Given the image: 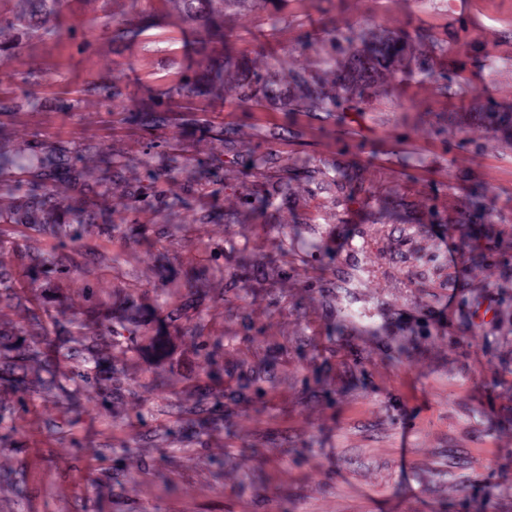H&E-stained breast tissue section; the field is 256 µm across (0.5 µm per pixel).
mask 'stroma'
Here are the masks:
<instances>
[{
  "label": "stroma",
  "instance_id": "obj_1",
  "mask_svg": "<svg viewBox=\"0 0 512 512\" xmlns=\"http://www.w3.org/2000/svg\"><path fill=\"white\" fill-rule=\"evenodd\" d=\"M129 5L63 0L51 20L59 38L0 53L1 99L39 77L33 105L0 118V146L35 135L109 147L132 182L147 143L175 137L189 146V176L207 182L218 147L192 126L124 123L108 102L79 101L88 81L114 78L133 102L167 103L210 55L164 0L132 40L90 28ZM332 28L432 35L436 74H395L363 112L195 97L191 118L224 124L223 189L172 203L167 219L104 200L136 238L89 227L82 239L124 255L95 272L113 292L148 289L176 263L183 317L202 314L214 336L247 320L263 330L261 346L225 356V377L280 347L287 384L264 411L234 407L218 426L178 410L199 398L192 358L175 377L121 359L128 380L151 388L138 411L105 412L91 392L68 406L35 395L0 423V512H512V148L456 119L473 93L512 104V0H268L226 12L225 50L242 75L263 56L313 79L344 57L345 44L312 42ZM271 153L287 158L288 187L264 206L238 187ZM202 210L211 223H195ZM166 220L179 227L172 250L153 234ZM207 242L223 243L225 264L250 260L251 293L211 302L226 283L211 274ZM271 260L288 272L277 312L264 291ZM403 338L411 357L396 366L386 353Z\"/></svg>",
  "mask_w": 512,
  "mask_h": 512
}]
</instances>
